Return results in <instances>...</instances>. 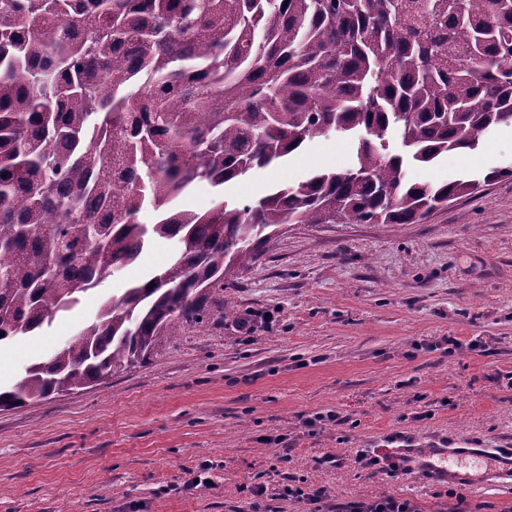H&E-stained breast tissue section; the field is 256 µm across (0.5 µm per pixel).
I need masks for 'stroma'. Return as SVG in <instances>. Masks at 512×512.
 I'll return each mask as SVG.
<instances>
[{
    "label": "stroma",
    "mask_w": 512,
    "mask_h": 512,
    "mask_svg": "<svg viewBox=\"0 0 512 512\" xmlns=\"http://www.w3.org/2000/svg\"><path fill=\"white\" fill-rule=\"evenodd\" d=\"M358 141L307 143L280 165L176 201L206 211L253 201L338 165ZM512 169V126L476 152L408 166L414 181ZM175 241L156 238L35 336L0 346V383L65 345L102 298L163 267ZM238 316H224L225 304ZM456 339L455 354L429 343ZM479 342L469 350L470 342ZM512 176L486 184L418 224H291L241 278L207 304L202 323L164 336L145 363L93 387L0 411V512H305L279 497L297 484L326 493L322 512L396 496L418 512H512V483L425 482L363 466L391 449L512 448ZM338 419L315 428L318 413Z\"/></svg>",
    "instance_id": "stroma-1"
}]
</instances>
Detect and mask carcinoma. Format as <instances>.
<instances>
[{"label":"carcinoma","instance_id":"carcinoma-1","mask_svg":"<svg viewBox=\"0 0 512 512\" xmlns=\"http://www.w3.org/2000/svg\"><path fill=\"white\" fill-rule=\"evenodd\" d=\"M510 123L512 0H0V344L152 239L177 241L0 388V409L145 360L285 224H416L471 194L469 177L409 182L405 165L474 151ZM358 133L349 166L242 205L172 207L197 183Z\"/></svg>","mask_w":512,"mask_h":512}]
</instances>
